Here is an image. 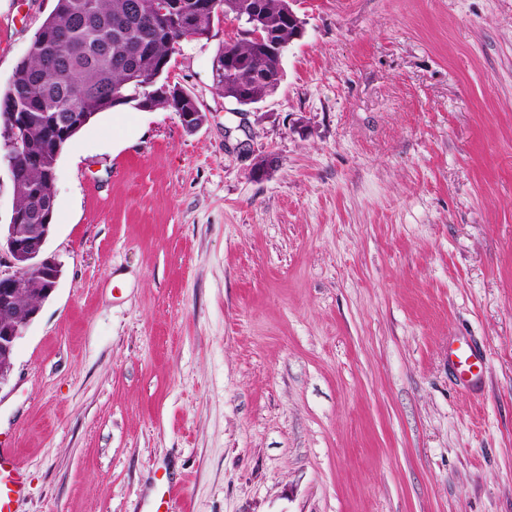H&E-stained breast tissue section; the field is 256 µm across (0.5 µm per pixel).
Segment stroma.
I'll return each instance as SVG.
<instances>
[{
	"instance_id": "1",
	"label": "stroma",
	"mask_w": 512,
	"mask_h": 512,
	"mask_svg": "<svg viewBox=\"0 0 512 512\" xmlns=\"http://www.w3.org/2000/svg\"><path fill=\"white\" fill-rule=\"evenodd\" d=\"M55 0H0V91ZM246 113L121 106L59 156L62 275L0 382L17 512H512V0H296ZM486 358L476 390L448 345Z\"/></svg>"
}]
</instances>
